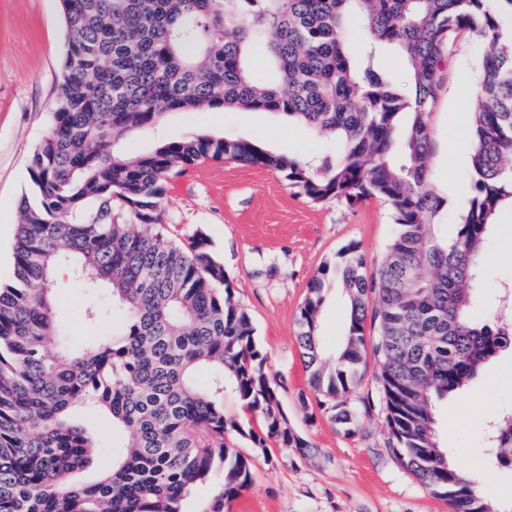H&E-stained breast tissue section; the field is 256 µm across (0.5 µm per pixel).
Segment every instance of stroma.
Returning <instances> with one entry per match:
<instances>
[{"label": "stroma", "instance_id": "stroma-1", "mask_svg": "<svg viewBox=\"0 0 512 512\" xmlns=\"http://www.w3.org/2000/svg\"><path fill=\"white\" fill-rule=\"evenodd\" d=\"M66 28L59 0H0V282L11 281V243L19 204L30 190L33 151L51 127L62 75ZM482 60V42L464 36L445 65L447 79L431 126V177L446 198L445 232H455L471 196L466 128ZM209 131L252 139L267 150L307 156L329 149L326 140L270 112H177L157 128L131 133L123 153L135 156L163 138ZM163 231L176 242L203 232L223 264L234 296L249 313L266 353L267 367L291 430L310 445L306 453L277 446L251 448L252 484L230 512H448L406 471L389 449L378 363L366 355L362 380L348 402L359 412L354 434L336 426L320 408L297 343L298 317L311 281L338 251L355 243L376 268L396 226L391 208L371 199L356 205L329 199L314 203L278 174L235 161L207 159L172 179L162 204ZM486 277L472 314H493L502 282L512 279V210L503 209L483 254ZM89 297L71 277L57 280V314L67 343L91 341L85 316ZM348 300L338 285L325 290L319 334L326 351L342 343ZM463 392L438 406L440 444L462 472L475 476L478 492L496 512H512V470L497 466L485 441L489 418L512 409V351Z\"/></svg>", "mask_w": 512, "mask_h": 512}]
</instances>
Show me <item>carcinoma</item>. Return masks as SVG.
Here are the masks:
<instances>
[{
  "label": "carcinoma",
  "mask_w": 512,
  "mask_h": 512,
  "mask_svg": "<svg viewBox=\"0 0 512 512\" xmlns=\"http://www.w3.org/2000/svg\"><path fill=\"white\" fill-rule=\"evenodd\" d=\"M487 2L60 0L67 77L31 159L13 279L0 285V512H189L192 489L210 482L216 492L194 512H227L252 482L251 457L227 435L308 450L204 233L183 246L161 231L170 181L202 159L268 169L313 202L390 205L396 233L376 269L350 244L309 287L297 339L310 387L353 433L347 399L371 351L401 466L450 512H493L436 430L439 402L512 348V317H469L483 249L512 208V0ZM353 25L366 36L358 49ZM464 34L481 39L483 55L467 130L471 198L449 237L430 177L431 120L445 57ZM256 43L270 54L265 78L252 72ZM389 50L406 61L405 88L379 64ZM213 109L280 113L333 149L296 157L206 132L134 157L119 149L174 111ZM115 199L137 223L112 221ZM59 268L94 296L87 316L99 339L72 349L53 304ZM331 282L350 313L343 346L327 356L319 315ZM228 386L260 427L225 418ZM80 405L112 417V466L89 483L74 479L98 447L71 418ZM490 439L495 461L512 467V412Z\"/></svg>",
  "instance_id": "obj_1"
}]
</instances>
